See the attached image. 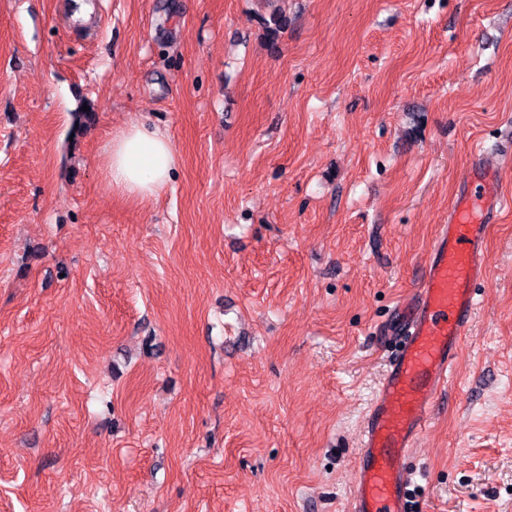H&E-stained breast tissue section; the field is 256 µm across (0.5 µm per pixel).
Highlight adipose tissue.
<instances>
[{"label":"adipose tissue","mask_w":512,"mask_h":512,"mask_svg":"<svg viewBox=\"0 0 512 512\" xmlns=\"http://www.w3.org/2000/svg\"><path fill=\"white\" fill-rule=\"evenodd\" d=\"M176 152L170 137L143 124L116 133L105 167L112 189L142 200L157 197L168 185Z\"/></svg>","instance_id":"ef3b65f1"}]
</instances>
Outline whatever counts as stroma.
<instances>
[{
	"label": "stroma",
	"instance_id": "35a3bbf8",
	"mask_svg": "<svg viewBox=\"0 0 512 512\" xmlns=\"http://www.w3.org/2000/svg\"><path fill=\"white\" fill-rule=\"evenodd\" d=\"M69 5L0 0V512H350L392 308L472 167L512 200V0ZM487 265L424 512H512V203ZM176 152L170 137L144 124H131L112 137L105 174L112 189L146 200L168 185Z\"/></svg>",
	"mask_w": 512,
	"mask_h": 512
}]
</instances>
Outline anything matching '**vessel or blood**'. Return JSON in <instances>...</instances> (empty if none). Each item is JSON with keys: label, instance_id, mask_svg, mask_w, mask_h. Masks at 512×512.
<instances>
[{"label": "vessel or blood", "instance_id": "obj_1", "mask_svg": "<svg viewBox=\"0 0 512 512\" xmlns=\"http://www.w3.org/2000/svg\"><path fill=\"white\" fill-rule=\"evenodd\" d=\"M507 203L495 170L477 167L439 227L414 294L392 309L396 350L364 417L352 512H422L406 459L448 384L476 287L488 277L487 228Z\"/></svg>", "mask_w": 512, "mask_h": 512}]
</instances>
